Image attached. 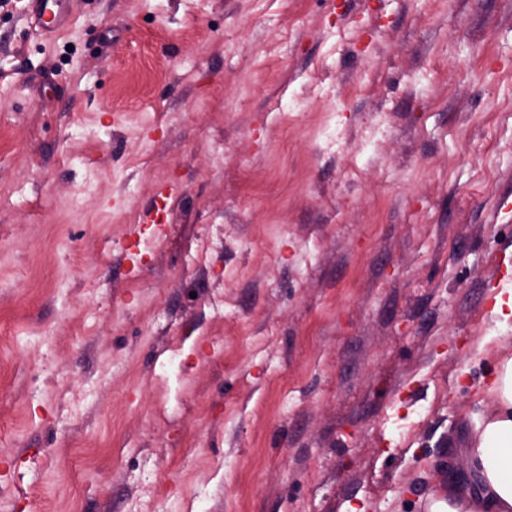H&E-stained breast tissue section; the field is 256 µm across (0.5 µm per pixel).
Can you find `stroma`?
Listing matches in <instances>:
<instances>
[{
  "label": "stroma",
  "mask_w": 512,
  "mask_h": 512,
  "mask_svg": "<svg viewBox=\"0 0 512 512\" xmlns=\"http://www.w3.org/2000/svg\"><path fill=\"white\" fill-rule=\"evenodd\" d=\"M0 0V512H429L512 319V0ZM29 14L38 31L45 35H57L72 21L74 0H29Z\"/></svg>",
  "instance_id": "obj_1"
}]
</instances>
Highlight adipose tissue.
I'll use <instances>...</instances> for the list:
<instances>
[{
    "instance_id": "adipose-tissue-1",
    "label": "adipose tissue",
    "mask_w": 512,
    "mask_h": 512,
    "mask_svg": "<svg viewBox=\"0 0 512 512\" xmlns=\"http://www.w3.org/2000/svg\"><path fill=\"white\" fill-rule=\"evenodd\" d=\"M490 383L494 410L477 421L463 450L468 479L449 482L436 512H512V355L498 358Z\"/></svg>"
}]
</instances>
